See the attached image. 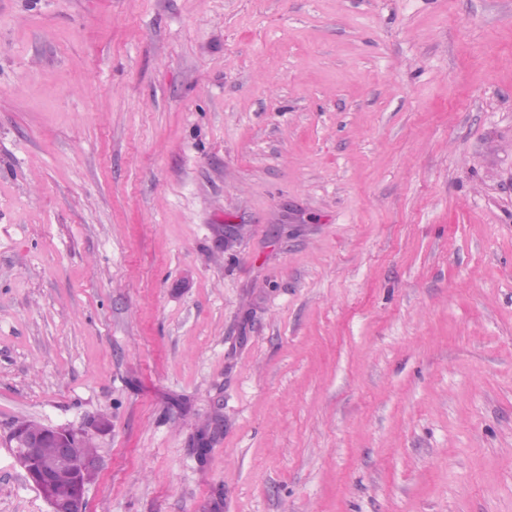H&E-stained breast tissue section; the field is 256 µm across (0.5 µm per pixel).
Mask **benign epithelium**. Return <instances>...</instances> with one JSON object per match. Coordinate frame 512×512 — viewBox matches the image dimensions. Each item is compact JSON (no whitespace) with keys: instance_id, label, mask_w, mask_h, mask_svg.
<instances>
[{"instance_id":"benign-epithelium-1","label":"benign epithelium","mask_w":512,"mask_h":512,"mask_svg":"<svg viewBox=\"0 0 512 512\" xmlns=\"http://www.w3.org/2000/svg\"><path fill=\"white\" fill-rule=\"evenodd\" d=\"M93 429L104 432L108 424L94 420L81 428L38 426L34 432L26 427H16L11 432V440L15 443L13 453L17 463L25 471L26 477L36 487L48 502L51 512H85V489L80 482H74L64 493L54 492L55 471L59 467L71 469L75 477L97 466V459H76L71 453V443L74 438L88 433ZM44 440H50L55 445V459L43 464L37 456V448Z\"/></svg>"}]
</instances>
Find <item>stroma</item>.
<instances>
[{
  "instance_id": "obj_1",
  "label": "stroma",
  "mask_w": 512,
  "mask_h": 512,
  "mask_svg": "<svg viewBox=\"0 0 512 512\" xmlns=\"http://www.w3.org/2000/svg\"><path fill=\"white\" fill-rule=\"evenodd\" d=\"M102 418L86 512H512V0H0V512Z\"/></svg>"
}]
</instances>
